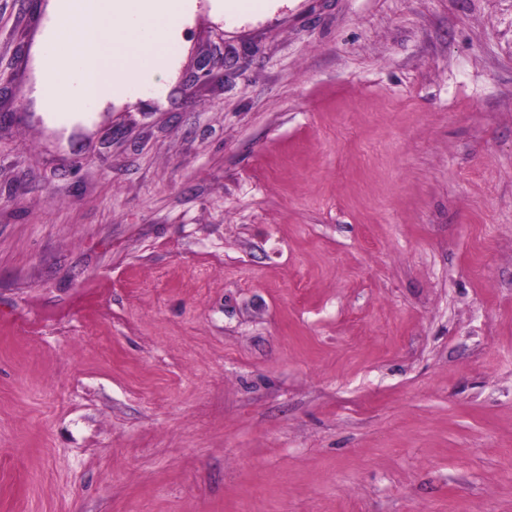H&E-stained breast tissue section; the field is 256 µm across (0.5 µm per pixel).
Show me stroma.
I'll list each match as a JSON object with an SVG mask.
<instances>
[{
  "label": "stroma",
  "instance_id": "obj_1",
  "mask_svg": "<svg viewBox=\"0 0 512 512\" xmlns=\"http://www.w3.org/2000/svg\"><path fill=\"white\" fill-rule=\"evenodd\" d=\"M181 28L88 148L0 126V512H512V0Z\"/></svg>",
  "mask_w": 512,
  "mask_h": 512
}]
</instances>
